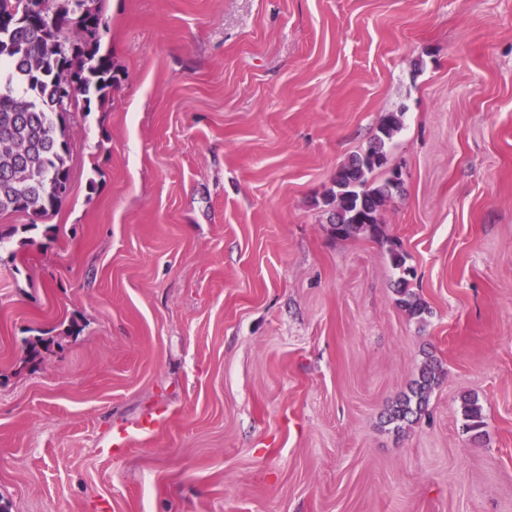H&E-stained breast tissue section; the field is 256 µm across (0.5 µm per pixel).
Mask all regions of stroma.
<instances>
[{
  "label": "stroma",
  "instance_id": "stroma-1",
  "mask_svg": "<svg viewBox=\"0 0 512 512\" xmlns=\"http://www.w3.org/2000/svg\"><path fill=\"white\" fill-rule=\"evenodd\" d=\"M102 7L118 81L74 121L70 193L0 214V501L512 512V0ZM387 112L384 237H335L323 195ZM429 357V413L394 431ZM390 261L393 267L400 272L396 281L395 294L398 296L397 303L409 315L423 319L425 313H428L427 304L411 288V281L415 275L410 267L406 266L403 253L397 247H391L388 250ZM461 412L465 420L466 432L470 433L475 441L480 440L485 434L483 430L485 423L478 398L472 395H462Z\"/></svg>",
  "mask_w": 512,
  "mask_h": 512
}]
</instances>
